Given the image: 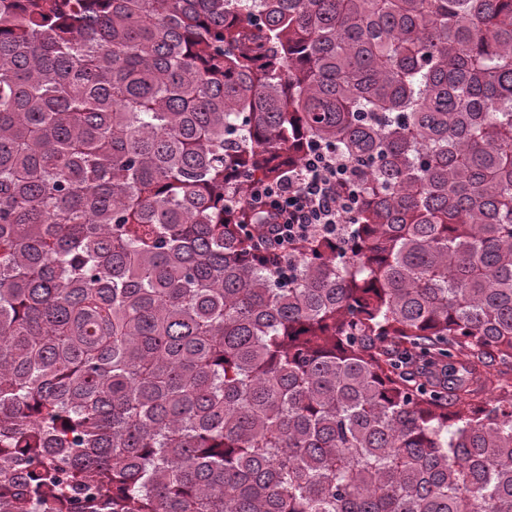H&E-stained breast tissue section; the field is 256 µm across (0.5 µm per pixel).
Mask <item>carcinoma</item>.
Masks as SVG:
<instances>
[{"label":"carcinoma","mask_w":512,"mask_h":512,"mask_svg":"<svg viewBox=\"0 0 512 512\" xmlns=\"http://www.w3.org/2000/svg\"><path fill=\"white\" fill-rule=\"evenodd\" d=\"M511 372L512 0H0V512H512ZM349 178L342 161L314 152L287 179L257 183L248 205L273 216L257 236L259 246L288 250V243L304 236H336V224H345L352 205Z\"/></svg>","instance_id":"1"}]
</instances>
